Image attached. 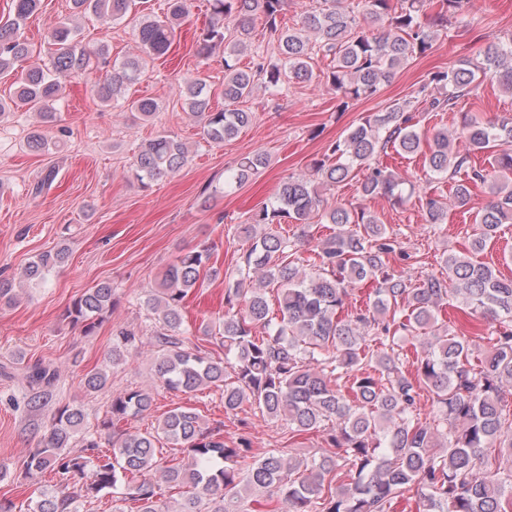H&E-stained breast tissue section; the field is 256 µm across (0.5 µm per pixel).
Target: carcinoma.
Listing matches in <instances>:
<instances>
[{
    "label": "carcinoma",
    "instance_id": "carcinoma-1",
    "mask_svg": "<svg viewBox=\"0 0 512 512\" xmlns=\"http://www.w3.org/2000/svg\"><path fill=\"white\" fill-rule=\"evenodd\" d=\"M209 21L197 39V54L224 51V108L212 110V89L201 79L185 85V111L200 127V138L220 145L238 135L253 113L240 104L263 79L276 87L282 71L262 55L238 66L248 36L261 19L277 35V50L288 80L317 81L341 97V105L376 94L413 57L425 54L448 26L470 25L469 0H322L301 14L296 26L281 27L287 0H207ZM40 0H11L13 18L0 23V76H13L15 95L0 101V116L11 106H27L41 122L58 121L53 103L63 78L107 64L109 49L90 48L67 22L46 35L54 46L50 65L28 64L30 44L21 28ZM75 14L92 11L104 26L139 14V52L126 56L111 74L94 84L103 104L119 98L141 120L159 110L152 98H133L147 59L169 53L188 0H168L156 18L142 0H71ZM236 22V35L224 21ZM379 34L372 35L370 30ZM322 54L333 67L318 78L309 60ZM482 60H464L436 72L416 91L424 112H453L484 78H494L512 95V38L486 44ZM405 99L351 128L330 153L313 160L311 173H292L274 200L250 215L238 230L247 244L245 273L224 289V313L211 321L218 338V359L186 336L183 310L188 295L207 277L219 275L212 248L185 252L159 287L144 300L149 323L135 330L112 329L109 361L119 365L143 349L156 361V385L190 393L213 388L224 399V413L238 416L246 404L267 419L281 420L298 435L323 429L334 450L297 458L270 450L255 458L248 438L224 443L220 426L206 422L197 409L178 406L151 431L130 432L119 423L149 412L151 389L125 388L112 394L105 416L86 419L77 405L51 414L40 447L30 456L31 475H54L42 485L32 512H80L79 505L112 495L113 512H249L274 497V512H396L415 501L416 512H512V277L480 261L479 255L512 223V113L483 122L460 113L453 130L425 128ZM394 153L419 156L428 178L417 200L433 226L448 221V207L470 209L473 189L488 190L489 201L475 213L469 247L442 257L441 272L418 277L391 266L405 261L398 234L363 207L328 204L324 187H338L363 173L358 193L401 202L407 181L384 165ZM184 142L160 134L140 147L134 160L139 181H154L178 171L188 160ZM261 154L242 159L230 181L243 184L266 166ZM450 184V202L433 186ZM290 219L307 226L335 225L312 259L298 255L300 239L258 227ZM67 249L45 252L25 269L30 282H43L65 261ZM372 284V298L345 312L355 289ZM277 288L278 312L271 311L266 288ZM16 289L0 278V305L16 304ZM452 307L474 320H492L489 347L476 353L469 337L449 332L439 313ZM116 308L112 284L87 289L65 311V320L82 336L93 335ZM265 335H256V328ZM419 342L421 355L408 360L404 344ZM29 383L42 399L59 383L57 372L35 362ZM110 383L103 371H89L86 392ZM433 395L432 419L422 420L421 393ZM166 442L181 455L171 464L156 455ZM180 489L170 503L162 488Z\"/></svg>",
    "mask_w": 512,
    "mask_h": 512
}]
</instances>
